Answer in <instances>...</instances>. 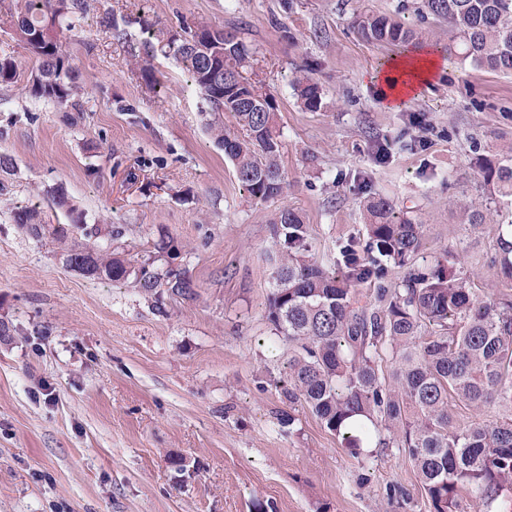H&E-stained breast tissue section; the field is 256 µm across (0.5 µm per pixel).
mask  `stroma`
<instances>
[{
    "instance_id": "obj_1",
    "label": "stroma",
    "mask_w": 512,
    "mask_h": 512,
    "mask_svg": "<svg viewBox=\"0 0 512 512\" xmlns=\"http://www.w3.org/2000/svg\"><path fill=\"white\" fill-rule=\"evenodd\" d=\"M88 2L66 40L74 104L0 85V512H431L402 449L375 433L345 447L285 397L295 346L266 318L272 220L299 212L333 270L367 241L364 201L384 197L424 226L415 264L453 254L480 298L512 297L494 264L512 198L489 200L474 166L512 147V74L453 56L419 98L385 108L371 76L393 51L353 23L396 15L443 51L448 23L422 0ZM106 12L119 35L100 26ZM144 18L207 23L255 49L280 124V197L249 199L174 58L149 57L158 86L146 88L133 58ZM303 74L323 90L318 111L292 88ZM59 188L93 229L80 244L162 267L160 236L177 238L193 297L158 302L68 269L59 244L13 221L35 206L69 223ZM459 201L493 222L459 223Z\"/></svg>"
}]
</instances>
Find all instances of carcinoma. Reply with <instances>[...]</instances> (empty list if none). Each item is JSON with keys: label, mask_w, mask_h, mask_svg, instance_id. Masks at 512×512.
<instances>
[{"label": "carcinoma", "mask_w": 512, "mask_h": 512, "mask_svg": "<svg viewBox=\"0 0 512 512\" xmlns=\"http://www.w3.org/2000/svg\"><path fill=\"white\" fill-rule=\"evenodd\" d=\"M427 12L448 21V51L460 61L492 72L512 73V0H423ZM87 0H24L12 21L13 38L27 50L34 66L28 74L32 96L67 104L78 93L65 49L66 33L80 25ZM198 28L192 39L172 29H142L157 41L158 50L179 62L199 89L210 112L232 113L237 134L215 123L210 129L249 197L267 202L283 193L279 157L281 133L275 107H263L251 91L257 82L234 90L249 66L251 49L237 40L224 49V29ZM368 41L409 45L419 33L399 18L367 12L357 20ZM20 64L0 58V85L18 82ZM303 106L321 108L322 89L309 77L296 81ZM490 196L512 197V147L501 158H477ZM368 242L342 251L341 271L325 269L314 257L307 225L284 207L272 232L281 249L268 298L267 318L274 329L296 343L288 358V401L306 404L323 425L347 435L345 421L361 416L373 425L383 422L387 441L408 454L434 512H458V491L469 486L477 507H489L512 486V416L493 423H458L449 412L453 402L466 409L500 406L512 410V299L481 300L471 277L441 261L432 266L411 264L421 244L423 225L395 216L393 204L373 197L364 205ZM70 223L53 227L51 235L64 245V258L88 278L128 282L157 298H190L195 284L187 270L155 267L147 259L133 266L91 247L68 244L85 230V216L68 209ZM20 227L43 224L41 212L20 207L13 213ZM500 272L512 280V241L500 236ZM408 268L395 289H376L374 309L353 307L359 286L384 277L377 258ZM389 343L395 368L382 377L373 352Z\"/></svg>", "instance_id": "cac0c4a2"}]
</instances>
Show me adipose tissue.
I'll return each instance as SVG.
<instances>
[{
	"label": "adipose tissue",
	"instance_id": "obj_1",
	"mask_svg": "<svg viewBox=\"0 0 512 512\" xmlns=\"http://www.w3.org/2000/svg\"><path fill=\"white\" fill-rule=\"evenodd\" d=\"M444 60L432 47L423 46L392 57L372 78L380 86L382 99L388 109L405 106L431 83L442 69Z\"/></svg>",
	"mask_w": 512,
	"mask_h": 512
}]
</instances>
